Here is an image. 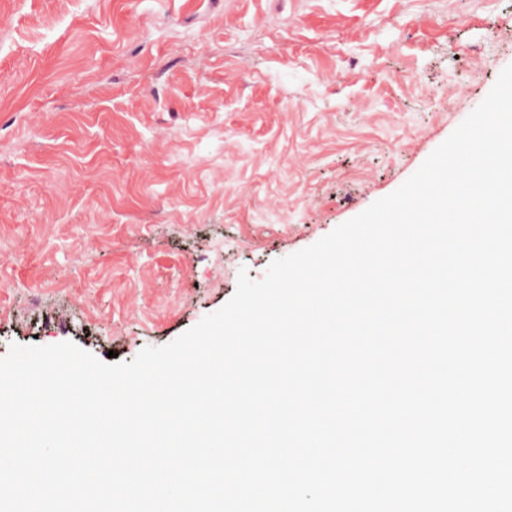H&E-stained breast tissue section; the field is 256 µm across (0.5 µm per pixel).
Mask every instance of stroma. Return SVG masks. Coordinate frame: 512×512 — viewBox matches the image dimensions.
<instances>
[{
	"label": "stroma",
	"mask_w": 512,
	"mask_h": 512,
	"mask_svg": "<svg viewBox=\"0 0 512 512\" xmlns=\"http://www.w3.org/2000/svg\"><path fill=\"white\" fill-rule=\"evenodd\" d=\"M510 64L512 0H0V357L170 343Z\"/></svg>",
	"instance_id": "obj_1"
}]
</instances>
